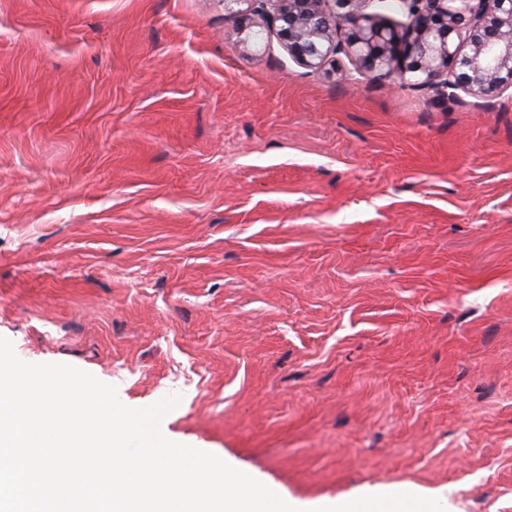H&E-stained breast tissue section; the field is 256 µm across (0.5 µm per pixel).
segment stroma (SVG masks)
Masks as SVG:
<instances>
[{
  "mask_svg": "<svg viewBox=\"0 0 512 512\" xmlns=\"http://www.w3.org/2000/svg\"><path fill=\"white\" fill-rule=\"evenodd\" d=\"M224 0H0V337L179 404L302 512H512V96L337 82Z\"/></svg>",
  "mask_w": 512,
  "mask_h": 512,
  "instance_id": "stroma-1",
  "label": "stroma"
}]
</instances>
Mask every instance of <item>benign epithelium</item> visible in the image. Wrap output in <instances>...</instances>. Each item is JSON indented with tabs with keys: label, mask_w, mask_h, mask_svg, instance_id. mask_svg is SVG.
I'll use <instances>...</instances> for the list:
<instances>
[{
	"label": "benign epithelium",
	"mask_w": 512,
	"mask_h": 512,
	"mask_svg": "<svg viewBox=\"0 0 512 512\" xmlns=\"http://www.w3.org/2000/svg\"><path fill=\"white\" fill-rule=\"evenodd\" d=\"M368 2L224 0V7L239 17L244 50L265 28L301 67L317 71L336 56L331 69L341 80L355 72L457 100L512 91V0H400L409 19L401 30L366 12Z\"/></svg>",
	"instance_id": "benign-epithelium-1"
}]
</instances>
